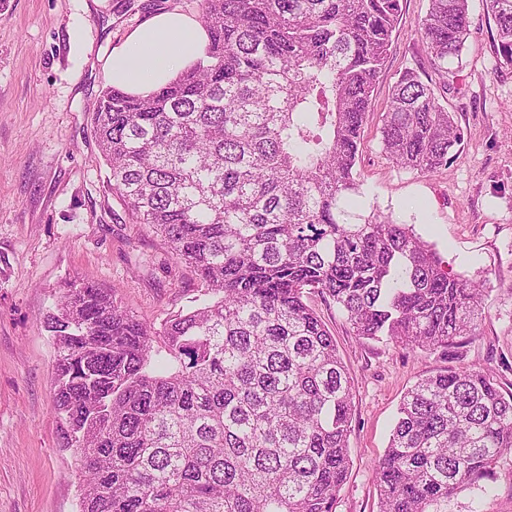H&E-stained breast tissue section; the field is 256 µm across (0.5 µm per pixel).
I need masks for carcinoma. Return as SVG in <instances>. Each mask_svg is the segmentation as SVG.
Instances as JSON below:
<instances>
[{"label": "carcinoma", "instance_id": "1", "mask_svg": "<svg viewBox=\"0 0 512 512\" xmlns=\"http://www.w3.org/2000/svg\"><path fill=\"white\" fill-rule=\"evenodd\" d=\"M512 67V0H485ZM401 0H202V54L164 87L112 85L94 112L112 192L205 284L154 333L114 292L67 284L44 320L55 412L80 457L79 512H335L349 472L353 384L307 304L354 335L411 349L474 334L480 285L450 275L413 229L358 202L361 131ZM468 0H429L418 34L437 80L395 83L382 149L422 173L462 142ZM512 451V392L480 369L403 395L373 470L379 512H444Z\"/></svg>", "mask_w": 512, "mask_h": 512}]
</instances>
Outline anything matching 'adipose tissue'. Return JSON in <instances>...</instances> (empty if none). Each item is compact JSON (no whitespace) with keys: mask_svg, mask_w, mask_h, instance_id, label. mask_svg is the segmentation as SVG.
Masks as SVG:
<instances>
[{"mask_svg":"<svg viewBox=\"0 0 512 512\" xmlns=\"http://www.w3.org/2000/svg\"><path fill=\"white\" fill-rule=\"evenodd\" d=\"M207 43L201 25L176 11L156 14L113 49L107 78L130 93H147L165 85L192 62Z\"/></svg>","mask_w":512,"mask_h":512,"instance_id":"adipose-tissue-1","label":"adipose tissue"}]
</instances>
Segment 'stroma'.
<instances>
[{
  "instance_id": "stroma-1",
  "label": "stroma",
  "mask_w": 512,
  "mask_h": 512,
  "mask_svg": "<svg viewBox=\"0 0 512 512\" xmlns=\"http://www.w3.org/2000/svg\"><path fill=\"white\" fill-rule=\"evenodd\" d=\"M391 53L372 94L356 164L364 205L408 225L451 275L480 283L475 335L451 351H412L355 336L335 304L310 296L354 385L350 468L335 512H377L373 468L398 405L418 379L476 368L512 390V69L497 67L485 0L446 95L464 137L447 169L398 167L381 119L401 71L427 69L417 34L429 0H402ZM201 13L200 0H0V512H79L81 472L54 410V348L44 319L66 283L115 290L152 331L194 308L198 277L161 237L133 223L109 185L92 123L114 48L151 16ZM447 512H512V452Z\"/></svg>"
}]
</instances>
